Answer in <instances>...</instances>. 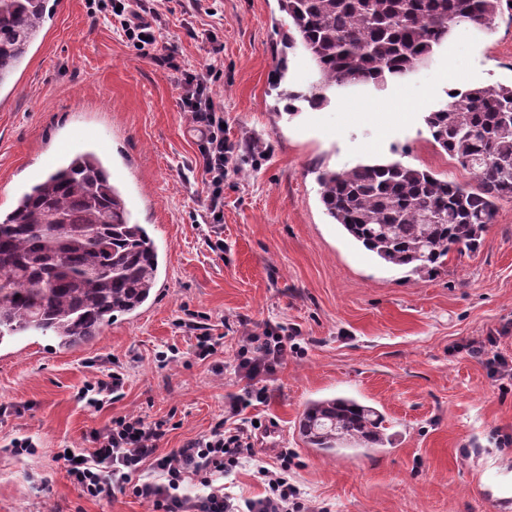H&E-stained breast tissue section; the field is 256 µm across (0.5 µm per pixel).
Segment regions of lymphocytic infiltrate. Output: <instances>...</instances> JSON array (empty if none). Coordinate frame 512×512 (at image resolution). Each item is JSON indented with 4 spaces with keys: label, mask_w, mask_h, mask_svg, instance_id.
Returning a JSON list of instances; mask_svg holds the SVG:
<instances>
[{
    "label": "lymphocytic infiltrate",
    "mask_w": 512,
    "mask_h": 512,
    "mask_svg": "<svg viewBox=\"0 0 512 512\" xmlns=\"http://www.w3.org/2000/svg\"><path fill=\"white\" fill-rule=\"evenodd\" d=\"M119 31L152 59L172 72L182 90L181 105L201 126L199 151L203 159L204 185L210 223L224 212V177L235 148L225 142L224 108L217 101L210 79L198 71L182 68L177 42L166 39L155 0H112ZM295 338L284 328H266L245 336L238 354V367L250 380L245 396L232 400L230 415H238L247 399H263L264 382L288 354ZM163 422L149 423L139 417H119L91 436L93 449L72 451L64 463L82 496L103 499L114 493L133 496L151 512H322L301 492L290 476L292 455L280 451L275 469L261 466L257 478L266 494L257 499H237L225 493L220 480L244 460L255 458L251 431L218 421L209 434L162 454L158 443L164 436ZM201 486L200 494H184L186 483Z\"/></svg>",
    "instance_id": "1"
}]
</instances>
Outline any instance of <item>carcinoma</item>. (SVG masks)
Here are the masks:
<instances>
[{"instance_id":"carcinoma-1","label":"carcinoma","mask_w":512,"mask_h":512,"mask_svg":"<svg viewBox=\"0 0 512 512\" xmlns=\"http://www.w3.org/2000/svg\"><path fill=\"white\" fill-rule=\"evenodd\" d=\"M49 0H0V89L10 83L52 16ZM288 17V49H302L318 81L304 93L273 87L296 108L318 106L341 81L378 84L421 66L457 21L483 27L502 0H278ZM433 142L477 189L399 161L324 169L326 214L387 265L412 276L443 268L451 250L475 248L495 223L496 202L512 198V83L448 92L424 117ZM158 253L95 149L64 155L0 214V344L39 333L61 347L92 341L152 296ZM307 444L325 457L357 455L389 441L384 416L347 397L309 401L299 421Z\"/></svg>"}]
</instances>
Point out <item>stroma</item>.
<instances>
[{
  "mask_svg": "<svg viewBox=\"0 0 512 512\" xmlns=\"http://www.w3.org/2000/svg\"><path fill=\"white\" fill-rule=\"evenodd\" d=\"M185 67L206 70L224 106L235 161L224 178V221H205L198 135L172 75L92 16L60 0L10 93L0 92V212L46 170L64 142L104 148L114 183L159 253L155 293L76 350L39 334L0 344V512H150L129 495L89 500L57 454L91 451L90 436L123 416L162 421L161 452L200 438L249 382L238 351L250 331L296 337L265 382L256 460L226 476L227 493L263 496L257 466L294 457L290 475L327 512H496L512 497V380L500 381L465 346L487 336L512 360V199L500 201L474 250L437 275L390 267L333 224L317 176L370 160H398L477 187L432 140L425 115L448 92L512 82V9L490 29L456 28L428 64L405 78L340 88L326 105L287 112L270 82L288 21L277 0H158ZM211 40H203V33ZM217 345L207 359L196 338ZM172 353L162 363L159 353ZM123 375L95 409L76 394L110 371ZM345 396L376 408L390 445L326 458L298 431L308 401ZM28 436L33 456L10 442Z\"/></svg>",
  "mask_w": 512,
  "mask_h": 512,
  "instance_id": "1",
  "label": "stroma"
}]
</instances>
